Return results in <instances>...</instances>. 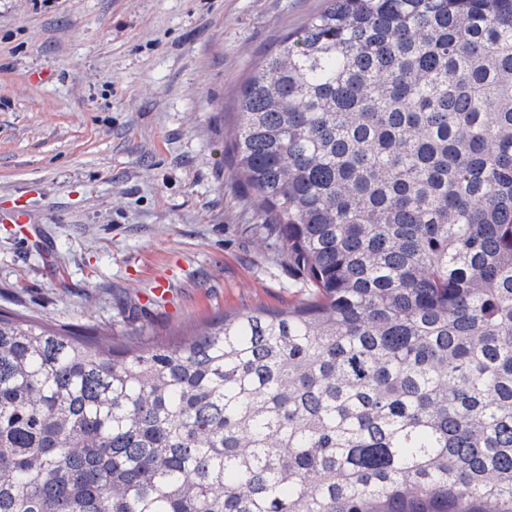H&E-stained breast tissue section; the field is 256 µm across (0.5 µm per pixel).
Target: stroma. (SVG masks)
<instances>
[{"mask_svg":"<svg viewBox=\"0 0 512 512\" xmlns=\"http://www.w3.org/2000/svg\"><path fill=\"white\" fill-rule=\"evenodd\" d=\"M324 0H0V311L174 343L307 302L225 149L239 88ZM170 288L152 292L156 277Z\"/></svg>","mask_w":512,"mask_h":512,"instance_id":"35a3bbf8","label":"stroma"}]
</instances>
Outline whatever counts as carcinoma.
<instances>
[{"mask_svg": "<svg viewBox=\"0 0 512 512\" xmlns=\"http://www.w3.org/2000/svg\"><path fill=\"white\" fill-rule=\"evenodd\" d=\"M228 152L311 298L0 314V512H512V0H324Z\"/></svg>", "mask_w": 512, "mask_h": 512, "instance_id": "obj_1", "label": "carcinoma"}]
</instances>
